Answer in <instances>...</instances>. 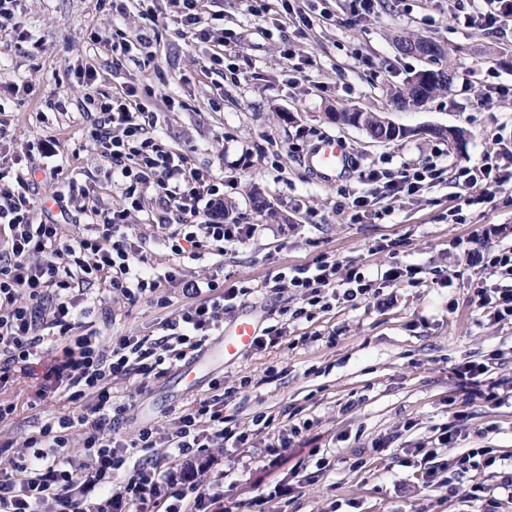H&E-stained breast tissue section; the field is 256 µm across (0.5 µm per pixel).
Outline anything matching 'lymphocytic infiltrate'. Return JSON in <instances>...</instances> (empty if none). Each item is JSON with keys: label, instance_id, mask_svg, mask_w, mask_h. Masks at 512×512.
<instances>
[{"label": "lymphocytic infiltrate", "instance_id": "lymphocytic-infiltrate-1", "mask_svg": "<svg viewBox=\"0 0 512 512\" xmlns=\"http://www.w3.org/2000/svg\"><path fill=\"white\" fill-rule=\"evenodd\" d=\"M168 4L165 16L150 7L140 10L135 40L112 42L113 73L121 72L133 45L151 47L160 31L168 28L183 38L212 41L209 65L225 66L224 49L232 43L234 31L211 36L204 25L203 0H168ZM457 19L470 28L504 34L512 23V0H470ZM145 94L139 84L122 81L111 95L91 102L92 145L106 166V179L121 181L122 197L119 204H104L92 185L75 181L55 191L56 204L80 202L77 212L83 229L77 237L62 241L59 225L35 222L34 203L5 184L6 172L0 167V378L41 358L44 336L50 333L69 339L70 344L63 358L47 369L45 388L64 392L74 403L92 401L89 411L79 415L48 417L38 433L23 441L30 456L0 461V512H224L223 493L194 483L188 472L161 470L154 455L162 442L171 460L207 463L213 447L246 444V433L224 418L223 395L184 409L165 439L144 428L127 443L116 435L112 382L134 374L139 389L148 388L152 379L163 375L164 364L184 360L208 336L223 330L225 310L247 293V286L228 288L215 278L203 286L187 282L194 293L206 288V296L167 321L165 336L156 339L123 335L103 341L90 333H75L94 314L93 306L85 302L94 284H109L135 301L153 298L162 280L176 278L174 267L164 276L155 275L146 243L130 225V215L143 211L147 193H154L162 206L156 224L171 255H194L218 243H242L254 233L252 225L226 224L205 215V208L223 204L224 183L210 170L194 166L189 149L171 147L152 134L153 115L142 101ZM442 173L428 160L394 174L372 170L367 178L384 182L391 197L402 198L417 194ZM455 180L463 189L461 204L452 212L459 220L464 207L484 203L493 190L512 184V149L500 147L484 154L480 164L456 168ZM511 233L504 224L475 225L471 238L476 247L467 253L469 265L485 274L474 285L472 301L478 308H491L498 323H512V246L497 245L498 239ZM418 273L413 265L370 273L321 255L308 264L278 270L268 282L273 291L290 288L299 293L302 306L287 311L294 322L311 320L315 310L327 311L336 303L352 308L379 298L382 287L416 283ZM455 373L464 398L449 401L452 422L439 435L438 447L423 453L420 481L428 490L435 487L442 470L438 448L460 437L470 403H504L502 383L492 377L488 364L467 359ZM78 444L84 449L80 460L72 456ZM131 447L142 451L134 462L127 455ZM491 468L502 487L512 488V462L496 449L483 447L459 456L448 478L449 492L464 484L470 498L480 499L484 486L468 483L467 478L471 472Z\"/></svg>", "mask_w": 512, "mask_h": 512}]
</instances>
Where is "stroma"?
I'll return each instance as SVG.
<instances>
[{"mask_svg":"<svg viewBox=\"0 0 512 512\" xmlns=\"http://www.w3.org/2000/svg\"><path fill=\"white\" fill-rule=\"evenodd\" d=\"M456 2L376 0L373 13L357 21L350 0H300L316 19L312 29L301 32L279 10L258 20L247 12L245 0H206L212 33L230 29L237 35L225 61L239 68V83L204 70L210 43L169 31L153 46V67L125 63V75L152 91L147 103L156 133L167 144L192 147V162L223 180L231 217L254 225L255 232L246 243L177 261L157 242L152 216L158 204L148 199L144 211L132 217V228L145 239L155 273L175 266L181 277L159 288L167 300L163 306L146 298L132 302L107 285H94L89 298L109 316H92L89 331L103 340L121 334L163 336L164 323L193 302L184 282L213 277L249 288L225 311V320L258 307L265 325L288 326L275 347L250 351L222 369L182 378L173 366L141 394L135 376L112 383L115 403L128 406L116 426L127 441L145 426L171 432L176 414L211 398L215 383L231 388L224 415L249 439L238 448L214 449L215 465L193 471L197 483L223 484L226 512H257L253 497L288 480L300 460L308 468L298 489L292 498L267 503L266 512H512V492L500 488L491 471L473 474L488 489L480 501L463 490L449 494L444 486L425 491L415 477L418 448L439 436L449 421V399L461 396L459 362L489 360L494 378L512 381V324L494 322L472 304L478 274L463 250L449 248L468 238L475 225H512V205L506 202L512 185L471 207L466 223L450 218L460 191L456 166L476 164L496 151L500 140H512V96L485 102L479 91L489 78L512 86V34L491 36L461 26ZM137 23L133 15L113 19L109 10L97 9L96 0H22L16 21L0 22V81H23L32 89L20 98L0 97V123L7 129L0 153L9 156L50 142L59 173L54 182L36 185L35 218L60 225L63 238L78 235L82 227L49 196L69 181L85 182L87 172L100 167L84 101L111 94L116 79L107 43L118 32L133 33ZM20 27L25 37L16 33ZM93 32L99 42L90 40ZM416 36L444 48L438 65L452 70L453 78L424 106L397 110L388 101L391 88L428 66L397 48V38ZM88 62L98 72L90 88L75 76ZM168 97L174 107L165 105ZM353 109L386 116L406 133L378 143L330 117ZM437 126L463 129L465 147L452 148L434 134ZM326 135L344 140L351 154L347 173L329 185L303 163ZM435 153L445 172L414 196L391 199L382 183L364 178L369 170L394 171ZM341 188L366 197L360 223L337 213ZM260 198L270 212L257 208ZM384 239L397 242L396 253L373 251ZM322 254L368 270L415 265L421 282L393 286L385 305L371 299L354 308L317 312L308 322L286 323L283 310L296 297L288 289L270 292L267 278ZM451 271L457 274L452 282L446 279ZM65 345L63 339L46 337V358L0 382V399L17 406L0 421V457L20 453L23 440L49 415L75 411L62 393L43 389L49 359L61 355ZM244 377L251 385L242 390L238 384ZM259 412L270 420L260 432L253 424ZM471 412L466 436L442 449L441 462L455 466L465 449L485 445L512 455V406L491 409L478 402ZM306 419L312 420L311 429L292 436V427ZM283 438L290 444L281 466L265 467L267 444ZM316 452L330 459V470L311 465Z\"/></svg>","mask_w":512,"mask_h":512,"instance_id":"obj_1","label":"stroma"}]
</instances>
